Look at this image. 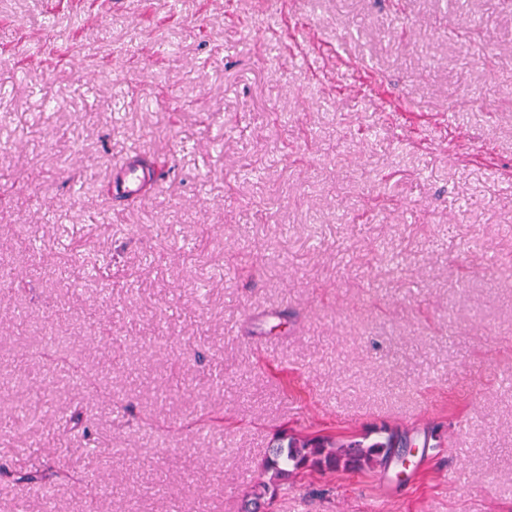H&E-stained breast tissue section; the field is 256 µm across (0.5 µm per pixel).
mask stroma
Wrapping results in <instances>:
<instances>
[{
  "label": "stroma",
  "mask_w": 512,
  "mask_h": 512,
  "mask_svg": "<svg viewBox=\"0 0 512 512\" xmlns=\"http://www.w3.org/2000/svg\"><path fill=\"white\" fill-rule=\"evenodd\" d=\"M0 189V512H512V0H0ZM142 165L128 158L113 167L114 200L118 202L134 201L141 195L145 179ZM380 441L364 445L362 441L343 443L329 438L316 437L291 442L286 448L275 436L274 445L262 463L261 475L244 505V512H264L266 500H272L288 485L289 477L305 468L319 470L363 469L376 464L387 465L400 459L398 448H411L412 440L407 432L398 428H385Z\"/></svg>",
  "instance_id": "obj_1"
}]
</instances>
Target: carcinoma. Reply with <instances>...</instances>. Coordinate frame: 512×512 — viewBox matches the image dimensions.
<instances>
[{"instance_id":"1","label":"carcinoma","mask_w":512,"mask_h":512,"mask_svg":"<svg viewBox=\"0 0 512 512\" xmlns=\"http://www.w3.org/2000/svg\"><path fill=\"white\" fill-rule=\"evenodd\" d=\"M274 445L262 463L261 475L244 505V512H264L265 502L277 496L288 485L289 477L305 468L319 470L363 469L376 464L386 465L399 458V449L412 447L408 434L398 428L384 429L380 441L343 443L316 437L284 447L275 436Z\"/></svg>"}]
</instances>
